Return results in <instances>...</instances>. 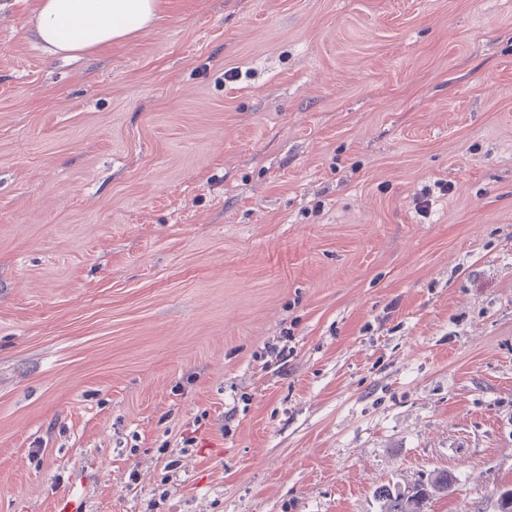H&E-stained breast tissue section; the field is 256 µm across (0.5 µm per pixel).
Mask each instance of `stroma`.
Listing matches in <instances>:
<instances>
[{
  "mask_svg": "<svg viewBox=\"0 0 512 512\" xmlns=\"http://www.w3.org/2000/svg\"><path fill=\"white\" fill-rule=\"evenodd\" d=\"M0 0V512L512 488V0ZM433 191L428 213L416 197ZM159 0H38L34 37L51 56L78 60L156 20Z\"/></svg>",
  "mask_w": 512,
  "mask_h": 512,
  "instance_id": "1",
  "label": "stroma"
}]
</instances>
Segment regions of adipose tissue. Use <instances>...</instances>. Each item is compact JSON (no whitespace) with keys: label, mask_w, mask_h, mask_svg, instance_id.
<instances>
[{"label":"adipose tissue","mask_w":512,"mask_h":512,"mask_svg":"<svg viewBox=\"0 0 512 512\" xmlns=\"http://www.w3.org/2000/svg\"><path fill=\"white\" fill-rule=\"evenodd\" d=\"M159 0H38L34 36L52 56L81 59L156 20Z\"/></svg>","instance_id":"ef3b65f1"}]
</instances>
